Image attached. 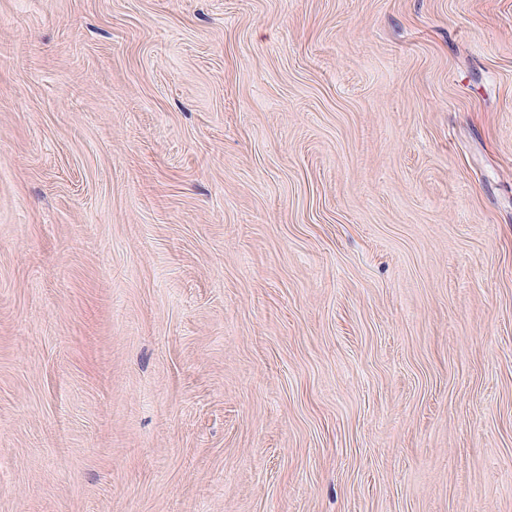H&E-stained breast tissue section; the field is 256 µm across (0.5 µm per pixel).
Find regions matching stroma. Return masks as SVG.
I'll return each instance as SVG.
<instances>
[{"label":"stroma","instance_id":"35a3bbf8","mask_svg":"<svg viewBox=\"0 0 512 512\" xmlns=\"http://www.w3.org/2000/svg\"><path fill=\"white\" fill-rule=\"evenodd\" d=\"M0 512H512V0H0Z\"/></svg>","mask_w":512,"mask_h":512}]
</instances>
